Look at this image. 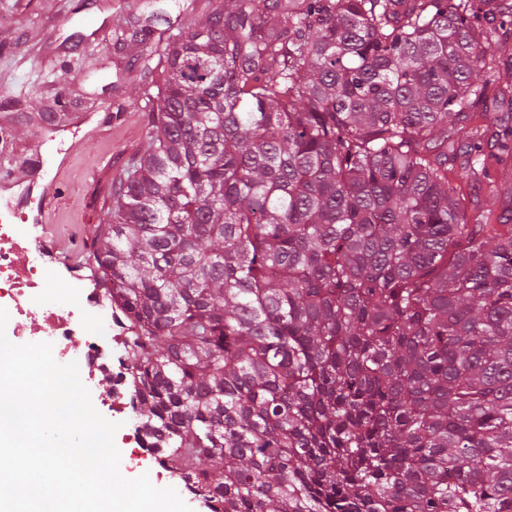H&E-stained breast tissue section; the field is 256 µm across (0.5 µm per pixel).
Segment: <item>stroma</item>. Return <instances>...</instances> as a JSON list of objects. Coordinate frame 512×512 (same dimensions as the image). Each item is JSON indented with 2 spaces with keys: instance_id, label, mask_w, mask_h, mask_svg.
Here are the masks:
<instances>
[{
  "instance_id": "obj_1",
  "label": "stroma",
  "mask_w": 512,
  "mask_h": 512,
  "mask_svg": "<svg viewBox=\"0 0 512 512\" xmlns=\"http://www.w3.org/2000/svg\"><path fill=\"white\" fill-rule=\"evenodd\" d=\"M220 2L0 0V153L45 164V182L59 184L49 220L67 262L53 268L56 287L67 285L71 266L107 223L116 186L147 144L165 79L157 52L137 42L117 44L116 33L152 12L156 28H186ZM87 387L96 410L120 425L122 475H148L155 487L174 488L192 512H208L181 480L160 473L154 457L129 463L132 422L113 410L106 378Z\"/></svg>"
}]
</instances>
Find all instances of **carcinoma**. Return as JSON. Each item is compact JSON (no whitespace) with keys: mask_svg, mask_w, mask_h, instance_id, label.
<instances>
[{"mask_svg":"<svg viewBox=\"0 0 512 512\" xmlns=\"http://www.w3.org/2000/svg\"><path fill=\"white\" fill-rule=\"evenodd\" d=\"M509 26V0H224L168 33L82 263L209 512H512Z\"/></svg>","mask_w":512,"mask_h":512,"instance_id":"carcinoma-1","label":"carcinoma"}]
</instances>
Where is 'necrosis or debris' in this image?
I'll return each mask as SVG.
<instances>
[{
	"label": "necrosis or debris",
	"mask_w": 512,
	"mask_h": 512,
	"mask_svg": "<svg viewBox=\"0 0 512 512\" xmlns=\"http://www.w3.org/2000/svg\"><path fill=\"white\" fill-rule=\"evenodd\" d=\"M28 231L16 214L0 221V299L11 301L16 330H23L25 321L39 322L37 339L52 343L55 360L78 362L81 378L92 379L112 356L104 339L112 334L113 317L92 293L52 290L46 263L30 251ZM90 308L100 309L98 324L88 322Z\"/></svg>",
	"instance_id": "obj_1"
}]
</instances>
